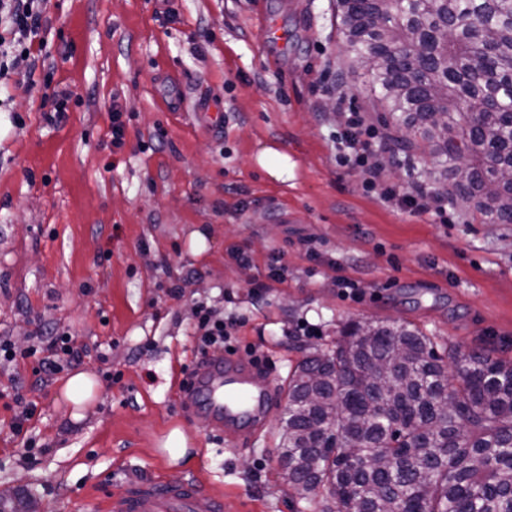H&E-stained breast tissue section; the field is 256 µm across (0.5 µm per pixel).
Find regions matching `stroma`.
Instances as JSON below:
<instances>
[{
	"label": "stroma",
	"instance_id": "stroma-1",
	"mask_svg": "<svg viewBox=\"0 0 512 512\" xmlns=\"http://www.w3.org/2000/svg\"><path fill=\"white\" fill-rule=\"evenodd\" d=\"M43 18L44 65L16 59L0 86V338L16 353L0 356V512H90L132 477L196 478L227 512H324L279 464L304 356L346 323L396 320L512 359V224L453 203L428 149L384 111L336 0H44ZM340 96L392 182L438 190L450 222L384 204L336 164ZM267 147L287 177L261 164ZM235 245L251 266L230 259ZM275 250L283 283L267 277ZM202 302L239 318L235 357L265 358L278 392L247 447L179 398ZM63 332L77 358L40 372ZM77 370L101 383L79 421L58 398ZM175 427L189 439L176 463L160 446Z\"/></svg>",
	"mask_w": 512,
	"mask_h": 512
}]
</instances>
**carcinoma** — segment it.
Returning a JSON list of instances; mask_svg holds the SVG:
<instances>
[{"label": "carcinoma", "mask_w": 512, "mask_h": 512, "mask_svg": "<svg viewBox=\"0 0 512 512\" xmlns=\"http://www.w3.org/2000/svg\"><path fill=\"white\" fill-rule=\"evenodd\" d=\"M381 101L450 194L512 224V0H336ZM280 462L335 512H512V361L444 362L405 324L352 322L288 378Z\"/></svg>", "instance_id": "1"}]
</instances>
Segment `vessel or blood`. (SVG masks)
<instances>
[{"instance_id": "b4317fda", "label": "vessel or blood", "mask_w": 512, "mask_h": 512, "mask_svg": "<svg viewBox=\"0 0 512 512\" xmlns=\"http://www.w3.org/2000/svg\"><path fill=\"white\" fill-rule=\"evenodd\" d=\"M182 399L205 408L215 423L235 431L265 419L276 400L270 381L256 367L214 355L196 373ZM223 500L204 495L197 479L128 481L104 512H224Z\"/></svg>"}]
</instances>
